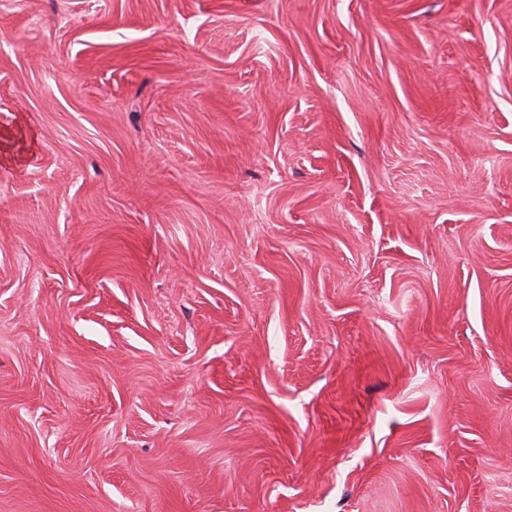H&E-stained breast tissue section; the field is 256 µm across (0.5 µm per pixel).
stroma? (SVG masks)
<instances>
[{"mask_svg": "<svg viewBox=\"0 0 512 512\" xmlns=\"http://www.w3.org/2000/svg\"><path fill=\"white\" fill-rule=\"evenodd\" d=\"M0 512H512V0H0Z\"/></svg>", "mask_w": 512, "mask_h": 512, "instance_id": "stroma-1", "label": "stroma"}]
</instances>
